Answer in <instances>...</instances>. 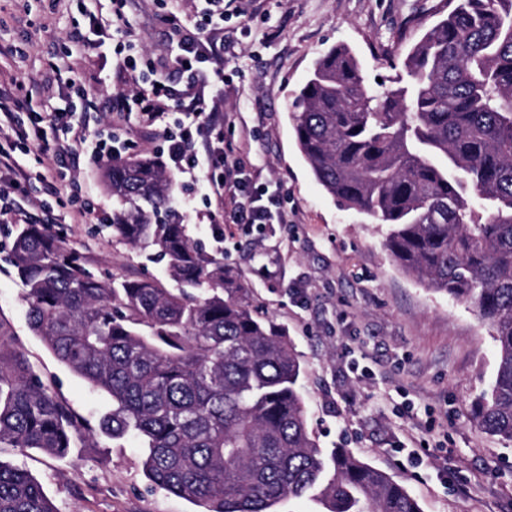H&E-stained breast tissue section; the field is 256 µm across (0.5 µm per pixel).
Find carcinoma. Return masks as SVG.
<instances>
[{
    "mask_svg": "<svg viewBox=\"0 0 512 512\" xmlns=\"http://www.w3.org/2000/svg\"><path fill=\"white\" fill-rule=\"evenodd\" d=\"M405 74L372 85L328 49L292 102L299 150L343 207L390 225L402 269L473 306L497 367L475 416L512 442V0H448ZM112 235L163 263L161 278L104 279L42 224H20L8 261L30 330L112 409L87 427L46 388L0 319V447L61 459L98 433L133 437L150 482L201 512H422L392 476L311 437L300 355L242 274L205 252L170 205L155 159L107 175ZM0 512H55L41 484L0 461Z\"/></svg>",
    "mask_w": 512,
    "mask_h": 512,
    "instance_id": "1",
    "label": "carcinoma"
}]
</instances>
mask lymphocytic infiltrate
Masks as SVG:
<instances>
[{
  "label": "lymphocytic infiltrate",
  "instance_id": "1",
  "mask_svg": "<svg viewBox=\"0 0 512 512\" xmlns=\"http://www.w3.org/2000/svg\"><path fill=\"white\" fill-rule=\"evenodd\" d=\"M75 2L92 25L110 32L112 59L123 89L110 100L112 119L92 128L74 121L75 113L91 109V91L76 79L58 84L60 95L72 99L71 108L43 113L29 109L31 92L23 84L0 88V216L21 221L19 199L35 180L46 189V211L59 208L77 221L94 214L81 183L58 180L53 169L32 171L20 158L40 147L48 123L58 132L52 147L53 168H65L82 156L108 163L128 155L133 146L128 127L135 124L163 140L161 156L173 173L205 182L207 190L201 196L182 199L183 211L210 209L214 224L287 223L279 192L254 187L239 150L215 147L212 140L231 117L210 110L204 96L211 77L224 75L220 66L224 43L211 34L222 30L225 17L241 15L239 0H200L194 18L166 17V53L160 58L130 54L134 31L130 0H112L108 8L103 0Z\"/></svg>",
  "mask_w": 512,
  "mask_h": 512
}]
</instances>
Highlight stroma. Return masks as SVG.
I'll return each instance as SVG.
<instances>
[{
    "label": "stroma",
    "mask_w": 512,
    "mask_h": 512,
    "mask_svg": "<svg viewBox=\"0 0 512 512\" xmlns=\"http://www.w3.org/2000/svg\"><path fill=\"white\" fill-rule=\"evenodd\" d=\"M249 26L224 22L226 83L219 107L263 182L280 184L288 221L217 228L205 210L187 213L192 238L240 272L257 303L288 328L301 355L308 429L323 448H344L386 472L422 512H512V443L481 431L473 405L496 370L492 330L465 303L405 274L385 246L387 227L337 204L317 182L295 142L289 105L317 58L347 45L369 81L395 76L423 30L448 0H242ZM139 50L163 51L164 17L196 12L195 0H132ZM273 26L269 44L254 29ZM76 28L68 0H0V84L39 83L52 74L83 78L96 99L119 91L112 48L66 54ZM25 57L8 55L10 45ZM108 164L68 167L93 206L111 210ZM99 276L158 277L160 265L112 236L105 224L52 225ZM15 227L0 222V319L50 391L96 426L112 402L71 372L27 325L22 286L7 262ZM62 460L40 450L0 447V461L26 470L55 512H197L156 488L134 438L95 436Z\"/></svg>",
    "instance_id": "1"
}]
</instances>
